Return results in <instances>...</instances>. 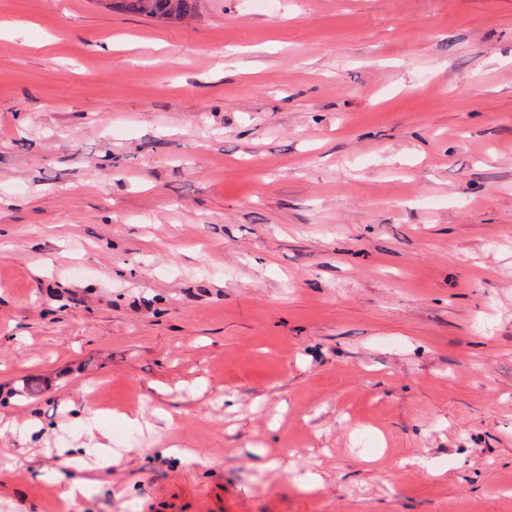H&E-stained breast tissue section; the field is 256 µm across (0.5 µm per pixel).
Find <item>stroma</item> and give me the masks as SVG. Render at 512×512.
Listing matches in <instances>:
<instances>
[{"mask_svg": "<svg viewBox=\"0 0 512 512\" xmlns=\"http://www.w3.org/2000/svg\"><path fill=\"white\" fill-rule=\"evenodd\" d=\"M0 417V512H512V0H0ZM120 1L119 11L145 15L157 19L171 14L191 16L197 12L198 0H112Z\"/></svg>", "mask_w": 512, "mask_h": 512, "instance_id": "1", "label": "stroma"}]
</instances>
